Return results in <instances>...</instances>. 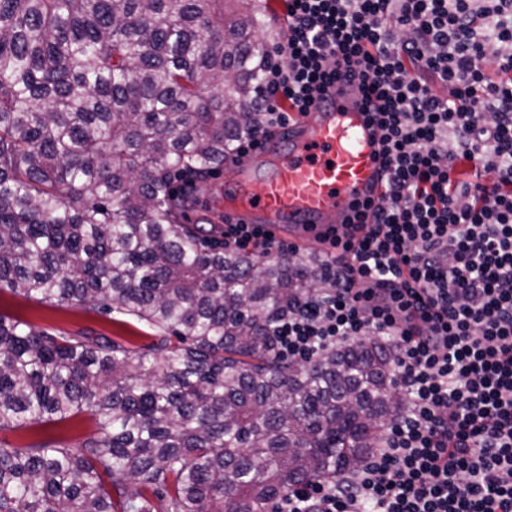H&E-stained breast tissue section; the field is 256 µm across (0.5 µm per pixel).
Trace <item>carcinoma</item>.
<instances>
[{
	"mask_svg": "<svg viewBox=\"0 0 512 512\" xmlns=\"http://www.w3.org/2000/svg\"><path fill=\"white\" fill-rule=\"evenodd\" d=\"M229 2L0 0V290L157 331L136 353L0 314V432L99 428L76 448L0 441V512H266L357 470L405 411L378 339L278 351L322 254L226 249L172 196L262 120L263 12Z\"/></svg>",
	"mask_w": 512,
	"mask_h": 512,
	"instance_id": "carcinoma-1",
	"label": "carcinoma"
}]
</instances>
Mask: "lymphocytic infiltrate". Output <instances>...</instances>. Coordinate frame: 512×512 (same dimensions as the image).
I'll return each instance as SVG.
<instances>
[{
    "label": "lymphocytic infiltrate",
    "instance_id": "1",
    "mask_svg": "<svg viewBox=\"0 0 512 512\" xmlns=\"http://www.w3.org/2000/svg\"><path fill=\"white\" fill-rule=\"evenodd\" d=\"M288 38L242 157L337 80H360L386 167L371 223L326 253V286L274 329L285 357L390 343L405 413L356 473L267 512H512V0H285ZM448 94H441L439 86ZM228 248L286 251L259 228Z\"/></svg>",
    "mask_w": 512,
    "mask_h": 512
}]
</instances>
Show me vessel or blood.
<instances>
[{"label": "vessel or blood", "mask_w": 512, "mask_h": 512, "mask_svg": "<svg viewBox=\"0 0 512 512\" xmlns=\"http://www.w3.org/2000/svg\"><path fill=\"white\" fill-rule=\"evenodd\" d=\"M368 112L358 82L338 81L289 124L287 134L226 161L237 177L234 187L210 185L206 199L225 203L228 222L259 226L297 243L321 242L382 195V146L368 125ZM257 175L258 191L252 188Z\"/></svg>", "instance_id": "obj_1"}]
</instances>
